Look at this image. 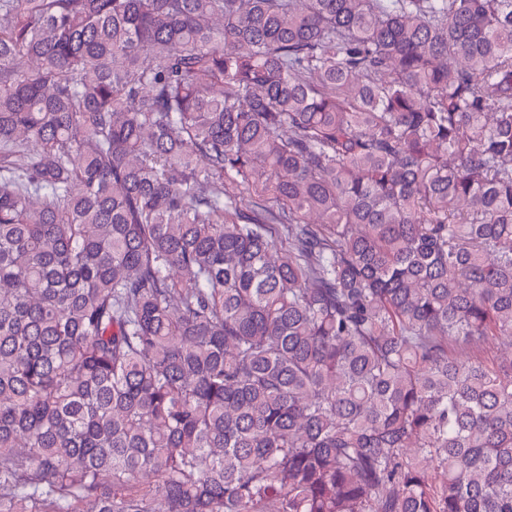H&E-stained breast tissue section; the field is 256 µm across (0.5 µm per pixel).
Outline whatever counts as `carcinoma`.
Here are the masks:
<instances>
[{"instance_id": "cac0c4a2", "label": "carcinoma", "mask_w": 512, "mask_h": 512, "mask_svg": "<svg viewBox=\"0 0 512 512\" xmlns=\"http://www.w3.org/2000/svg\"><path fill=\"white\" fill-rule=\"evenodd\" d=\"M0 512H512V0H0Z\"/></svg>"}]
</instances>
